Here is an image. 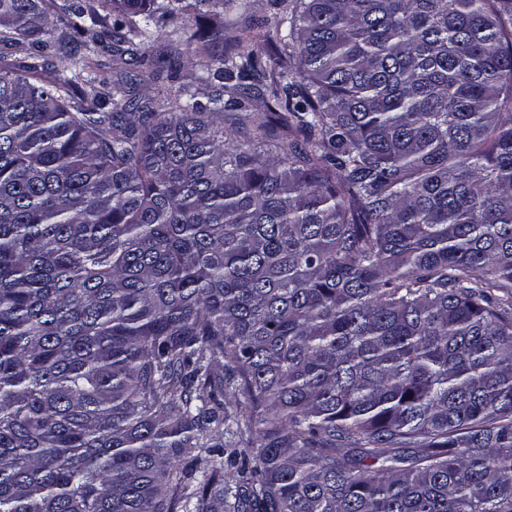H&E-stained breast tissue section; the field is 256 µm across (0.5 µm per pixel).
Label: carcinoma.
<instances>
[{"mask_svg": "<svg viewBox=\"0 0 512 512\" xmlns=\"http://www.w3.org/2000/svg\"><path fill=\"white\" fill-rule=\"evenodd\" d=\"M234 2L0 0V512H512V0ZM242 6L231 12L227 19V36L257 32L270 26L280 12L279 0H240ZM101 63L100 74L107 78L111 83L113 81H123L126 87H137L139 93H150L152 95H165L172 87L177 88L179 85L194 81L195 76L201 74L199 68L190 69L186 65L177 71L174 76L175 78L171 81L167 79V72H164L163 78L157 82L149 79L148 71L145 69L146 66H140L138 62L130 60L129 56L125 55L123 60L112 55H103L96 58Z\"/></svg>", "mask_w": 512, "mask_h": 512, "instance_id": "1", "label": "carcinoma"}]
</instances>
